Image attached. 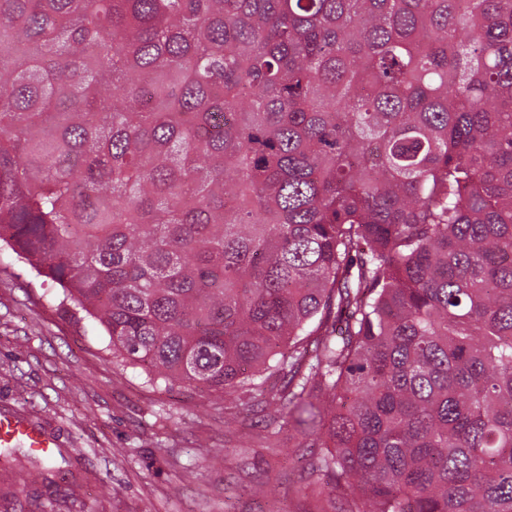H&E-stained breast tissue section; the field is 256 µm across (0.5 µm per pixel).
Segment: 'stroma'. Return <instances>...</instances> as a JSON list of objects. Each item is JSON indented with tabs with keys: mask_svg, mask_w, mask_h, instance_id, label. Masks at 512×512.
I'll list each match as a JSON object with an SVG mask.
<instances>
[{
	"mask_svg": "<svg viewBox=\"0 0 512 512\" xmlns=\"http://www.w3.org/2000/svg\"><path fill=\"white\" fill-rule=\"evenodd\" d=\"M91 320L74 321L14 254L0 248V415L79 448L75 481H57L56 512H314L302 437L272 413L273 447L239 416L245 397L187 386L156 389L112 363ZM0 512H40L41 476L7 489ZM263 485L261 495L251 494Z\"/></svg>",
	"mask_w": 512,
	"mask_h": 512,
	"instance_id": "35a3bbf8",
	"label": "stroma"
}]
</instances>
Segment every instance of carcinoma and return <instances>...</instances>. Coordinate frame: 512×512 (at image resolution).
<instances>
[{
    "instance_id": "obj_1",
    "label": "carcinoma",
    "mask_w": 512,
    "mask_h": 512,
    "mask_svg": "<svg viewBox=\"0 0 512 512\" xmlns=\"http://www.w3.org/2000/svg\"><path fill=\"white\" fill-rule=\"evenodd\" d=\"M0 245L316 512H512V0H0Z\"/></svg>"
}]
</instances>
